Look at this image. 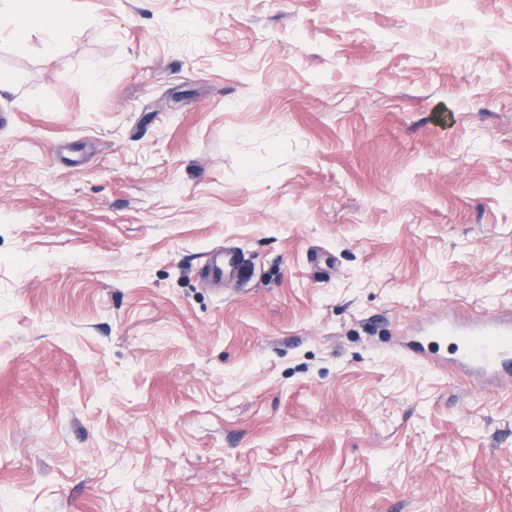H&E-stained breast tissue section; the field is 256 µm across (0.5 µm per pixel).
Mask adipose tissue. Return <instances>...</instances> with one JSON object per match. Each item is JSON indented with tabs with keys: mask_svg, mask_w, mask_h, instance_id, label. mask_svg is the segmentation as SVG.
Listing matches in <instances>:
<instances>
[{
	"mask_svg": "<svg viewBox=\"0 0 512 512\" xmlns=\"http://www.w3.org/2000/svg\"><path fill=\"white\" fill-rule=\"evenodd\" d=\"M0 15L6 16L14 36L48 32L66 38L80 23L81 16L62 10L60 0H0Z\"/></svg>",
	"mask_w": 512,
	"mask_h": 512,
	"instance_id": "obj_1",
	"label": "adipose tissue"
}]
</instances>
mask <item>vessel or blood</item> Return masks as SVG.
Here are the masks:
<instances>
[{
  "instance_id": "b4317fda",
  "label": "vessel or blood",
  "mask_w": 512,
  "mask_h": 512,
  "mask_svg": "<svg viewBox=\"0 0 512 512\" xmlns=\"http://www.w3.org/2000/svg\"><path fill=\"white\" fill-rule=\"evenodd\" d=\"M241 265V255L233 248L205 263L208 275L220 282L234 279ZM451 338L456 341L454 360L485 375L512 376V320L479 314L460 327L445 318H431L420 330L417 345L428 352Z\"/></svg>"
}]
</instances>
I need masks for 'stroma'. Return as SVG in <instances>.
<instances>
[{
  "mask_svg": "<svg viewBox=\"0 0 512 512\" xmlns=\"http://www.w3.org/2000/svg\"><path fill=\"white\" fill-rule=\"evenodd\" d=\"M82 13L0 37V512H512V379L405 349L512 312V0ZM208 275L220 282L234 279L242 266L241 255L235 248H224V253L205 262Z\"/></svg>",
  "mask_w": 512,
  "mask_h": 512,
  "instance_id": "35a3bbf8",
  "label": "stroma"
}]
</instances>
